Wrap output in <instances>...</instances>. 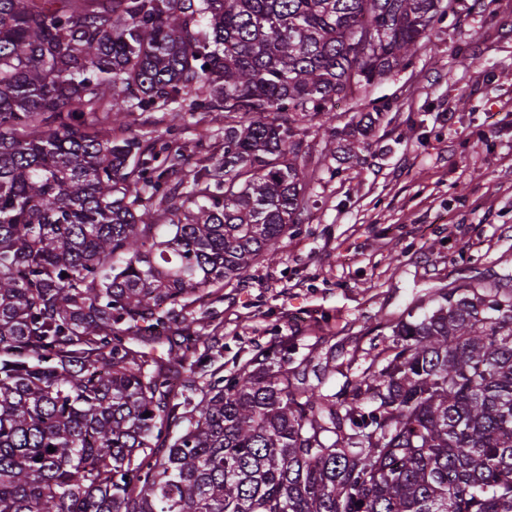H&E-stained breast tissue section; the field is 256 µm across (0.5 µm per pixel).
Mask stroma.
Here are the masks:
<instances>
[{
  "mask_svg": "<svg viewBox=\"0 0 512 512\" xmlns=\"http://www.w3.org/2000/svg\"><path fill=\"white\" fill-rule=\"evenodd\" d=\"M376 107L384 121L359 157L327 159L280 260L205 305L224 376L287 342L340 388L419 299L512 272V0H461L407 66L340 102L334 125ZM147 120L133 112L128 135L182 145L184 173L224 152L223 113Z\"/></svg>",
  "mask_w": 512,
  "mask_h": 512,
  "instance_id": "stroma-1",
  "label": "stroma"
}]
</instances>
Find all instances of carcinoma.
Wrapping results in <instances>:
<instances>
[{
  "label": "carcinoma",
  "instance_id": "1",
  "mask_svg": "<svg viewBox=\"0 0 512 512\" xmlns=\"http://www.w3.org/2000/svg\"><path fill=\"white\" fill-rule=\"evenodd\" d=\"M453 2L0 0V512H512V278L439 289L337 392L286 343L188 360L301 223L307 126ZM136 108L224 113V154L183 175L113 135Z\"/></svg>",
  "mask_w": 512,
  "mask_h": 512
}]
</instances>
